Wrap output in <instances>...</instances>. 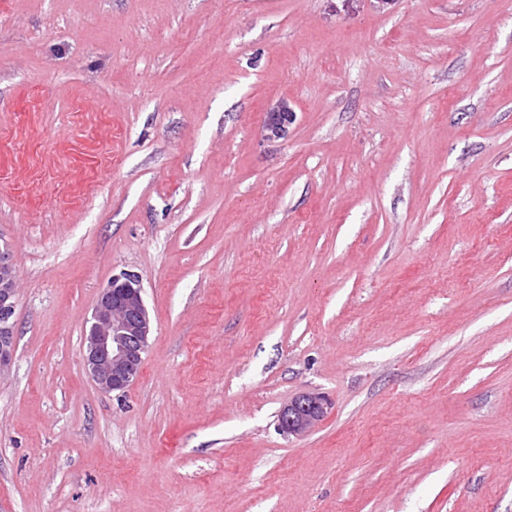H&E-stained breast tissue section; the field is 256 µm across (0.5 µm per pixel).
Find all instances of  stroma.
<instances>
[{"label": "stroma", "instance_id": "1", "mask_svg": "<svg viewBox=\"0 0 512 512\" xmlns=\"http://www.w3.org/2000/svg\"><path fill=\"white\" fill-rule=\"evenodd\" d=\"M0 236V512H512V0H0ZM296 118V113L288 104V100L282 98L269 104L265 112L263 132L267 140L280 139L288 132V126ZM16 305V268L9 244L0 236V371L10 365L16 349ZM84 336L85 369L103 394H124L138 379L151 336L142 275H113L99 294ZM322 396L303 394L286 404L279 415V429L288 435L302 436L314 429L327 413Z\"/></svg>", "mask_w": 512, "mask_h": 512}]
</instances>
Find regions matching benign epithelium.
<instances>
[{"mask_svg": "<svg viewBox=\"0 0 512 512\" xmlns=\"http://www.w3.org/2000/svg\"><path fill=\"white\" fill-rule=\"evenodd\" d=\"M296 113L282 98L269 104L263 132L267 140L280 139ZM16 268L9 244L0 242V371L10 365L16 349ZM151 336V318L143 298L142 275L123 271L112 276L99 294L84 336L85 369L103 394L125 393L138 379ZM327 413V403L316 394H303L286 404L279 429L302 436Z\"/></svg>", "mask_w": 512, "mask_h": 512, "instance_id": "7a95c632", "label": "benign epithelium"}]
</instances>
